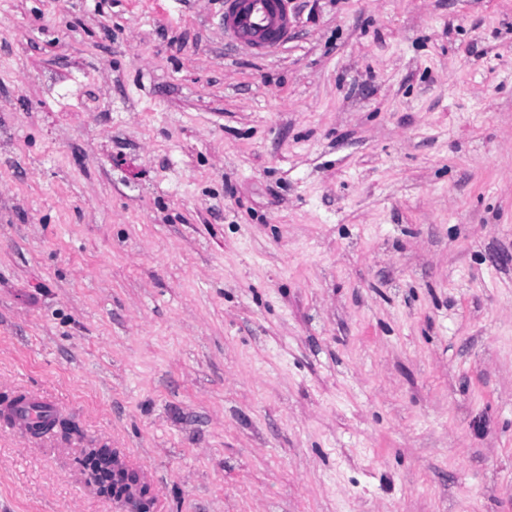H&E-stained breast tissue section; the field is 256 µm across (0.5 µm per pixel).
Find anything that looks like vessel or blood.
Listing matches in <instances>:
<instances>
[{
  "label": "vessel or blood",
  "mask_w": 512,
  "mask_h": 512,
  "mask_svg": "<svg viewBox=\"0 0 512 512\" xmlns=\"http://www.w3.org/2000/svg\"><path fill=\"white\" fill-rule=\"evenodd\" d=\"M286 0H224V34L255 55L285 45L293 31Z\"/></svg>",
  "instance_id": "1"
}]
</instances>
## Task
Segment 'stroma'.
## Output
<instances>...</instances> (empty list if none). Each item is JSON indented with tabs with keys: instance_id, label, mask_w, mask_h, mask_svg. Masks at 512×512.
Segmentation results:
<instances>
[{
	"instance_id": "stroma-1",
	"label": "stroma",
	"mask_w": 512,
	"mask_h": 512,
	"mask_svg": "<svg viewBox=\"0 0 512 512\" xmlns=\"http://www.w3.org/2000/svg\"><path fill=\"white\" fill-rule=\"evenodd\" d=\"M0 0V512H512V0ZM286 0H224V36L255 55L266 56L288 42L293 21Z\"/></svg>"
}]
</instances>
